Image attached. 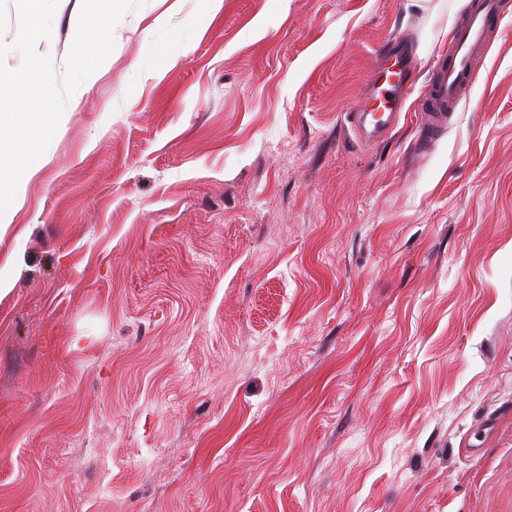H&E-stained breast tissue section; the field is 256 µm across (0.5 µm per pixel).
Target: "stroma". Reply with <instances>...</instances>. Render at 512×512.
<instances>
[{
	"mask_svg": "<svg viewBox=\"0 0 512 512\" xmlns=\"http://www.w3.org/2000/svg\"><path fill=\"white\" fill-rule=\"evenodd\" d=\"M468 3L123 17L0 223V512H512V0L433 141L344 117Z\"/></svg>",
	"mask_w": 512,
	"mask_h": 512,
	"instance_id": "35a3bbf8",
	"label": "stroma"
}]
</instances>
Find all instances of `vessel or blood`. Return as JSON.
Listing matches in <instances>:
<instances>
[{
  "mask_svg": "<svg viewBox=\"0 0 512 512\" xmlns=\"http://www.w3.org/2000/svg\"><path fill=\"white\" fill-rule=\"evenodd\" d=\"M499 20V0H472V5L455 30L447 58L433 68L428 83L412 94L407 79L413 50L409 45L392 53L384 67L373 68L365 88L346 120L362 128L367 116H374L380 129H387L407 98H414L415 110L428 137H435L448 120V113L466 98L483 57L493 27Z\"/></svg>",
  "mask_w": 512,
  "mask_h": 512,
  "instance_id": "vessel-or-blood-1",
  "label": "vessel or blood"
}]
</instances>
